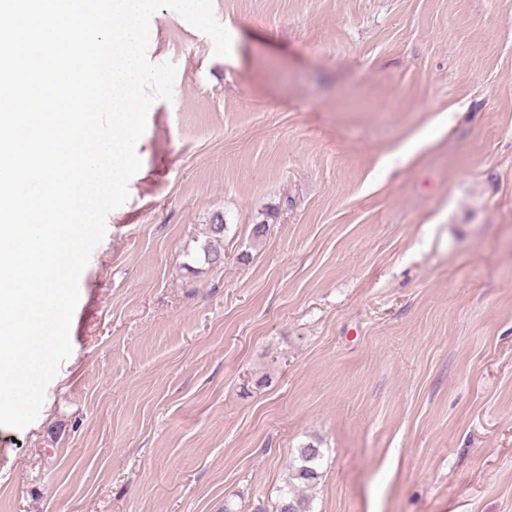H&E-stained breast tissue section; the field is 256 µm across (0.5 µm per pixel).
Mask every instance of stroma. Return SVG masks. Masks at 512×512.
<instances>
[{
    "label": "stroma",
    "mask_w": 512,
    "mask_h": 512,
    "mask_svg": "<svg viewBox=\"0 0 512 512\" xmlns=\"http://www.w3.org/2000/svg\"><path fill=\"white\" fill-rule=\"evenodd\" d=\"M213 12L230 56L150 21L173 98L0 512H273L308 443L314 512H512V0Z\"/></svg>",
    "instance_id": "obj_1"
}]
</instances>
